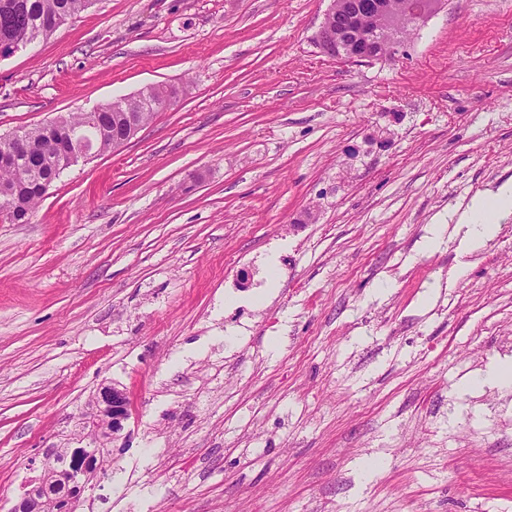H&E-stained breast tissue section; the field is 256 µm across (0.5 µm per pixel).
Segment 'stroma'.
Returning <instances> with one entry per match:
<instances>
[{"mask_svg":"<svg viewBox=\"0 0 512 512\" xmlns=\"http://www.w3.org/2000/svg\"><path fill=\"white\" fill-rule=\"evenodd\" d=\"M329 6L94 0L0 61V134L176 93L0 220V512L108 385L73 512H512V386L459 390L512 361V216L422 246L512 181V0L357 64ZM96 404L99 407V414L94 417H84L81 422L82 429L91 427L89 434L92 440L97 442L100 448H104L107 456L112 435L122 429V422L129 417L127 397L122 391L111 388L96 397Z\"/></svg>","mask_w":512,"mask_h":512,"instance_id":"stroma-1","label":"stroma"}]
</instances>
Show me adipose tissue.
I'll return each mask as SVG.
<instances>
[{
  "mask_svg": "<svg viewBox=\"0 0 512 512\" xmlns=\"http://www.w3.org/2000/svg\"><path fill=\"white\" fill-rule=\"evenodd\" d=\"M512 213V182L493 190L479 192L459 214L456 226L466 239L481 241L492 238L503 216Z\"/></svg>",
  "mask_w": 512,
  "mask_h": 512,
  "instance_id": "obj_1",
  "label": "adipose tissue"
}]
</instances>
